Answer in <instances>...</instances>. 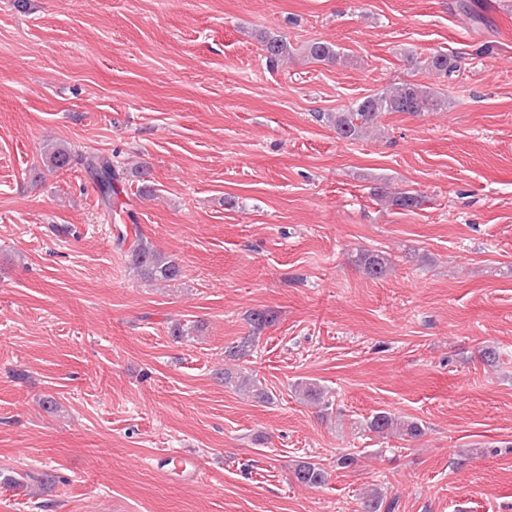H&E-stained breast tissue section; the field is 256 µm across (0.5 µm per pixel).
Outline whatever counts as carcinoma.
<instances>
[{
	"label": "carcinoma",
	"instance_id": "cac0c4a2",
	"mask_svg": "<svg viewBox=\"0 0 512 512\" xmlns=\"http://www.w3.org/2000/svg\"><path fill=\"white\" fill-rule=\"evenodd\" d=\"M263 51L270 65H275L289 52V44L281 35L267 36L262 39ZM307 55L316 61L330 62L337 58L338 52L333 45L323 41H312L306 47ZM419 65L438 72L448 78L458 71L457 60L446 53H438L429 57ZM448 108V100L439 97L427 87L413 83L386 89L380 93L365 96L345 112H323L319 118L332 125L336 134L347 140H357L366 130L377 123L378 117L384 112H403L410 115H421L426 112H440ZM75 159L70 147L63 143H49L42 154L43 165L53 171L69 169ZM86 166L96 176L103 198L109 199L115 187L123 182L122 172L116 169L107 157H92L86 160ZM421 203L420 198L410 192H399L392 196L391 204L401 210H413ZM132 261L140 275L148 281H176L181 277V267L172 258L158 251L148 240L136 236L132 249ZM356 262L365 274L378 278L386 272L388 258L379 253L362 252ZM275 317L266 310H253L249 314L252 331L260 332L272 325ZM255 344V337L243 336L239 341L227 347L225 353L232 358H244L249 355ZM224 382L239 388L251 389L254 398L259 402L271 400L270 394L258 387L247 376H235L226 371L218 372ZM300 391L305 398L329 406L325 400V391L315 383L304 382ZM396 420L387 411H377L363 423V429L380 436L394 432ZM295 482L304 486L315 487L326 480V472L318 464L306 462L298 465L293 472Z\"/></svg>",
	"mask_w": 512,
	"mask_h": 512
}]
</instances>
